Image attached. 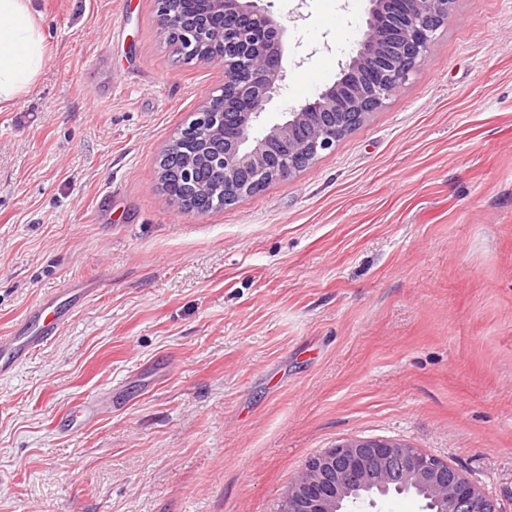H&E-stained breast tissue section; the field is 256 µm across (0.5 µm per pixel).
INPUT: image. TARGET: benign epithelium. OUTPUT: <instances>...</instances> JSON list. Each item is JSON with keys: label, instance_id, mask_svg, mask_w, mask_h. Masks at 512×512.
Instances as JSON below:
<instances>
[{"label": "benign epithelium", "instance_id": "obj_1", "mask_svg": "<svg viewBox=\"0 0 512 512\" xmlns=\"http://www.w3.org/2000/svg\"><path fill=\"white\" fill-rule=\"evenodd\" d=\"M260 0H198L190 15L183 0H157L158 23L182 38L186 59L224 70L219 93L208 98L194 124L195 154L167 165L162 178L192 179L194 163L224 179L214 205L227 206L305 168L360 125L426 60L456 0H371L366 29L341 77L314 101L259 130L266 104L282 95L284 25ZM425 492L432 512H497L493 500L461 470L403 441L350 438L306 460L282 493L278 512H342L353 493L369 503L388 484Z\"/></svg>", "mask_w": 512, "mask_h": 512}]
</instances>
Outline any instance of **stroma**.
Masks as SVG:
<instances>
[{"label": "stroma", "instance_id": "stroma-1", "mask_svg": "<svg viewBox=\"0 0 512 512\" xmlns=\"http://www.w3.org/2000/svg\"><path fill=\"white\" fill-rule=\"evenodd\" d=\"M286 87L340 76L369 0H264ZM47 61L0 104V335L74 313L0 376V512H277L312 455L399 439L512 512V0H457L334 150L234 205L159 161L224 81L156 0H31ZM187 184H184L181 180H177L176 178H172L169 182L166 184V191L171 197H178V198H184V197H190L189 199L185 200H172L174 203H176L181 208H184L186 210L195 211L197 214H204L207 212L205 208H201L196 205V198L192 197V187L191 186H185Z\"/></svg>", "mask_w": 512, "mask_h": 512}]
</instances>
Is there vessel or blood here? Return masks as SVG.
<instances>
[{
  "label": "vessel or blood",
  "instance_id": "1",
  "mask_svg": "<svg viewBox=\"0 0 512 512\" xmlns=\"http://www.w3.org/2000/svg\"><path fill=\"white\" fill-rule=\"evenodd\" d=\"M68 315L61 301L50 298L29 312L20 331L0 336V375L48 343Z\"/></svg>",
  "mask_w": 512,
  "mask_h": 512
}]
</instances>
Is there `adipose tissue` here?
Wrapping results in <instances>:
<instances>
[{
  "instance_id": "1",
  "label": "adipose tissue",
  "mask_w": 512,
  "mask_h": 512,
  "mask_svg": "<svg viewBox=\"0 0 512 512\" xmlns=\"http://www.w3.org/2000/svg\"><path fill=\"white\" fill-rule=\"evenodd\" d=\"M30 0H0V103L25 93L47 57Z\"/></svg>"
}]
</instances>
